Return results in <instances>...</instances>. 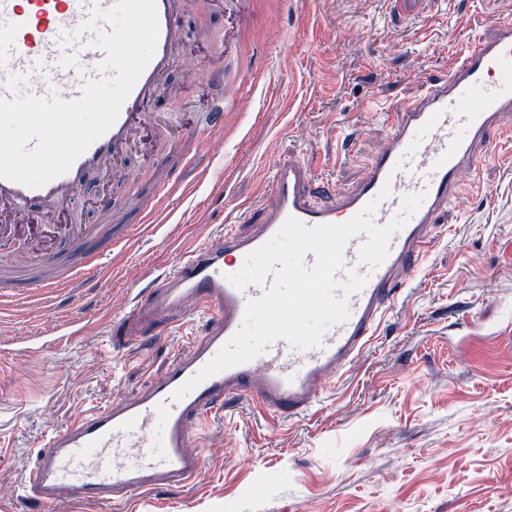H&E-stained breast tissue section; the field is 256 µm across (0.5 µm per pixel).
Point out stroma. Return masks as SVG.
<instances>
[{"label": "stroma", "instance_id": "35a3bbf8", "mask_svg": "<svg viewBox=\"0 0 512 512\" xmlns=\"http://www.w3.org/2000/svg\"><path fill=\"white\" fill-rule=\"evenodd\" d=\"M241 22L220 0H187L184 50L157 111L169 133L131 155L151 179L180 150L211 97L214 44L232 54L247 108L224 117V157L199 155L164 208L77 279L0 317V512H37L19 490L38 445L83 410L134 399L204 327L173 311L168 336L129 345L115 313L198 237L217 239L226 211L255 198L268 161L302 160L338 187L366 175L397 109L445 77L475 34L474 17L512 0H253ZM355 159H342L355 128ZM439 238L397 311L310 416L279 422L234 399L195 443L189 486L127 503L66 501L54 512H512V141L438 219Z\"/></svg>", "mask_w": 512, "mask_h": 512}]
</instances>
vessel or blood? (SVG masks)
Instances as JSON below:
<instances>
[{"mask_svg":"<svg viewBox=\"0 0 512 512\" xmlns=\"http://www.w3.org/2000/svg\"><path fill=\"white\" fill-rule=\"evenodd\" d=\"M184 0H156L158 38L155 52L113 125L72 163L43 186L31 188L0 178V253L26 248L33 265H64L81 273L98 270L118 240L132 237L146 224L159 222L158 200L135 215L100 206L109 227L94 233L71 223L68 214L91 175L126 169L127 158L146 129L165 131L169 113L153 111L176 67L195 69L183 50ZM115 0H0V98L14 95L80 98L86 81L99 78L103 48L81 25L94 11L111 9ZM479 35L460 54L444 80L430 81L424 94L386 113L388 134L367 166L363 181L339 189L318 178L301 161L269 167L274 202L237 204L225 218L219 242L201 240L183 250L150 287L129 298L112 322L113 335L137 342L154 315L172 310L204 319L206 329L193 352L175 360L138 398L83 411L42 444L23 491L45 507L64 500L117 504L132 495L188 486L202 470L192 452L205 425L224 411L229 397L243 398L279 421L307 414L341 381L371 345L382 322L395 310L405 288L423 265L437 234L439 215L455 201L462 186L475 182L482 167L496 158L502 139L512 136V18L482 15ZM76 32L64 43L60 36ZM219 98L197 115L199 133L211 137L210 148L223 150L224 114L242 107L233 72L215 65L206 73ZM387 197H380L383 186ZM423 194L412 215H404L402 198ZM377 201L376 225L398 216L406 224L391 238L388 255L377 268L359 262L365 235L345 245V268L365 275L363 287L347 298L349 315L328 328L320 345L299 350L278 339L253 360L229 367L203 381L181 399L173 392L194 377L239 330L248 301L271 288L272 279L234 287L249 253L266 243L287 218L304 225L343 224L370 201ZM253 221L250 233L240 223ZM69 278L31 276L0 281L7 297L19 300L68 287Z\"/></svg>","mask_w":512,"mask_h":512,"instance_id":"vessel-or-blood-1","label":"vessel or blood"}]
</instances>
